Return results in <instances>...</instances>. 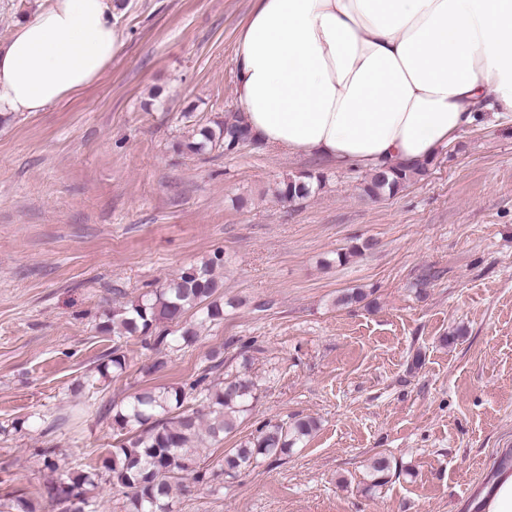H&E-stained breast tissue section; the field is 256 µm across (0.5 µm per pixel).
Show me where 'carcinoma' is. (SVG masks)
I'll use <instances>...</instances> for the list:
<instances>
[{
  "label": "carcinoma",
  "instance_id": "carcinoma-1",
  "mask_svg": "<svg viewBox=\"0 0 512 512\" xmlns=\"http://www.w3.org/2000/svg\"><path fill=\"white\" fill-rule=\"evenodd\" d=\"M252 141L249 128L239 116L232 115L193 130L190 137L178 143L177 150L199 154L218 148L231 152ZM425 171L424 165L402 164L378 169L365 179L362 192L370 199L391 196ZM324 184L323 175L304 172L280 181L275 195L286 201L303 200L320 191ZM223 267L224 252L216 251L207 260L183 268L164 287L105 313L100 332L117 338L141 336L160 353L195 344L204 327L224 320V282L219 275ZM364 299L362 290L347 289L336 295L333 305L344 307ZM125 369L126 356L115 347L98 366V373L103 377L120 375ZM207 380L208 374L204 373L187 389L152 387L135 393L112 412V428L121 439L99 466L67 472L47 483L41 494L45 506L69 512L63 492L90 505L98 482L104 480L126 498V512H173L174 491L181 490L183 481H204L206 473L199 467L200 450L232 433L240 414L255 399L256 385L244 375L226 377L216 384ZM193 394L201 397L202 408L188 405ZM316 428L313 419L262 428L256 438L225 450L224 468L213 477L233 476L260 458L284 455ZM396 470L397 462L390 456L377 454L368 466L371 485H384ZM511 473L512 448H505L494 462L486 486H493L500 476ZM0 512H39V506L17 496L0 502Z\"/></svg>",
  "mask_w": 512,
  "mask_h": 512
}]
</instances>
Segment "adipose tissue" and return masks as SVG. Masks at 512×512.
Here are the masks:
<instances>
[{
	"label": "adipose tissue",
	"instance_id": "obj_1",
	"mask_svg": "<svg viewBox=\"0 0 512 512\" xmlns=\"http://www.w3.org/2000/svg\"><path fill=\"white\" fill-rule=\"evenodd\" d=\"M115 0H50L0 46V114L42 112L124 44ZM240 116L264 143L346 168L430 162L481 113L512 116V0H253Z\"/></svg>",
	"mask_w": 512,
	"mask_h": 512
}]
</instances>
